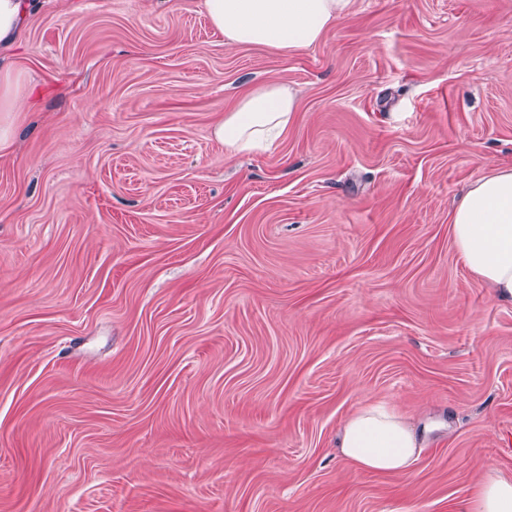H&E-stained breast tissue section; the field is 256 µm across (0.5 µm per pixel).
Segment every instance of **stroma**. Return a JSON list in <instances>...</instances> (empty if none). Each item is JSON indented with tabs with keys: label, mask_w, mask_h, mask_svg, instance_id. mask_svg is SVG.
Returning a JSON list of instances; mask_svg holds the SVG:
<instances>
[{
	"label": "stroma",
	"mask_w": 512,
	"mask_h": 512,
	"mask_svg": "<svg viewBox=\"0 0 512 512\" xmlns=\"http://www.w3.org/2000/svg\"><path fill=\"white\" fill-rule=\"evenodd\" d=\"M0 153V512H465L512 478V302L450 213L512 165V0H355L293 55L202 0H39ZM300 91L270 149L217 121ZM413 422L405 473L345 420ZM298 89L289 83L255 86L213 131L226 153L244 155L264 151L288 130L297 112ZM340 448L359 469L381 474L405 472L421 452L407 421L385 403H369L347 418Z\"/></svg>",
	"instance_id": "35a3bbf8"
}]
</instances>
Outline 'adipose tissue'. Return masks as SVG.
<instances>
[{"label": "adipose tissue", "mask_w": 512, "mask_h": 512, "mask_svg": "<svg viewBox=\"0 0 512 512\" xmlns=\"http://www.w3.org/2000/svg\"><path fill=\"white\" fill-rule=\"evenodd\" d=\"M354 0H204L211 26L233 45L294 54L317 43L347 16ZM36 0H0V48L21 39ZM298 106L289 83L255 86L213 131L226 153L264 151L288 129ZM452 240L463 265L495 297L512 300V167L476 179L450 215ZM340 448L359 469L405 472L420 453L407 421L384 403H369L347 418ZM468 512H512V478L487 471L474 487Z\"/></svg>", "instance_id": "adipose-tissue-1"}]
</instances>
